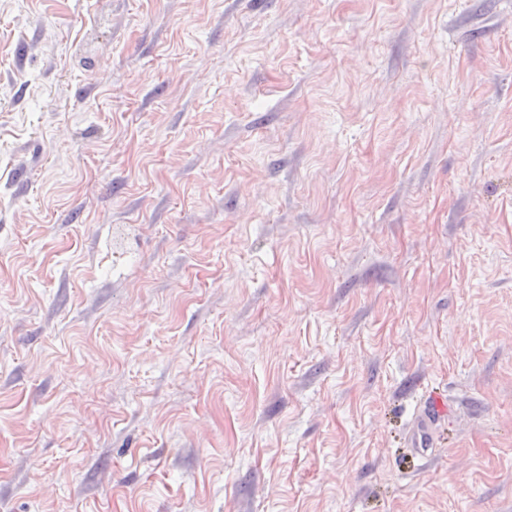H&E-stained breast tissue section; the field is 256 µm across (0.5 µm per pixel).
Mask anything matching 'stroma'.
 <instances>
[{
    "label": "stroma",
    "mask_w": 512,
    "mask_h": 512,
    "mask_svg": "<svg viewBox=\"0 0 512 512\" xmlns=\"http://www.w3.org/2000/svg\"><path fill=\"white\" fill-rule=\"evenodd\" d=\"M0 512H512V0H0ZM448 415V401L438 394H428L425 397V405L422 417L417 421L413 429L412 440L421 452L428 450L431 444L430 425L434 420Z\"/></svg>",
    "instance_id": "35a3bbf8"
}]
</instances>
